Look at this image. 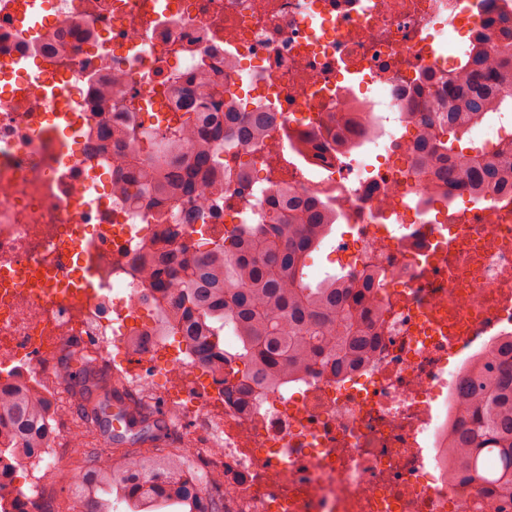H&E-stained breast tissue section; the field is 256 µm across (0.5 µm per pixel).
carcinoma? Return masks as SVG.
<instances>
[{"label":"carcinoma","instance_id":"1","mask_svg":"<svg viewBox=\"0 0 512 512\" xmlns=\"http://www.w3.org/2000/svg\"><path fill=\"white\" fill-rule=\"evenodd\" d=\"M512 65V44L490 45L479 38L465 61V77L445 79L448 96L436 101L439 120L419 149V165L434 167L438 191L468 186L476 195L512 182V132L486 142L473 154L459 147L463 136L483 124L490 113L512 106V95L501 92L503 74L491 65ZM188 106L168 119L162 144L144 129L116 125L105 135L117 140L138 135L148 150L132 165L127 188L175 207L189 196L200 174L224 176V151L201 137L190 153L184 135L193 128L230 130L235 144L264 151L278 126L269 107L253 112L232 111L234 102L220 86L201 82L178 91ZM277 197L260 224H234L198 252L180 242L181 229L205 234L207 224L195 223L193 212L171 229L170 237L153 240L133 261L132 270L154 269L152 285L164 292L167 309L175 311L176 329L191 356L224 367V359L241 365L235 390L249 396L254 389L274 390L321 366L340 374L365 356L370 340L358 330L364 294L353 287L352 274L334 275L316 285L308 282L309 254L336 223V213L320 201L301 197L282 182L271 185ZM76 410L106 422L112 393L123 387L106 366L86 363L67 373ZM463 417L453 432L456 456L448 460L453 480H461L500 503L512 504V347L492 352L458 385ZM52 415L29 381L0 383V465L38 455L49 447ZM129 436L122 447L89 467L85 479H66L72 496L90 512H112L104 494L117 491L132 512H151L162 503L180 502L189 512H224L221 501L202 510L193 481H182L190 464L163 447L165 417L131 404L126 413ZM106 429L88 433L78 449L83 458L99 456L98 438Z\"/></svg>","mask_w":512,"mask_h":512}]
</instances>
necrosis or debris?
<instances>
[{
	"label": "necrosis or debris",
	"instance_id": "4bbe7bcc",
	"mask_svg": "<svg viewBox=\"0 0 512 512\" xmlns=\"http://www.w3.org/2000/svg\"><path fill=\"white\" fill-rule=\"evenodd\" d=\"M480 35L512 43V0H0V366L61 424L64 368L134 350V394L220 473L201 492L224 512H497L449 482L448 431L460 379L512 344V187L442 206L415 164L419 113ZM202 76L274 108V154L308 146L290 185L353 228L336 254L372 298L371 355L341 374L240 399L232 373L169 353L156 291L129 272L181 210L123 190L144 144H91L124 118L100 104L135 102L159 139L166 87ZM335 140L351 150L325 151ZM233 152L186 203L216 231L268 204L261 156ZM86 250L96 293L81 298Z\"/></svg>",
	"mask_w": 512,
	"mask_h": 512
}]
</instances>
